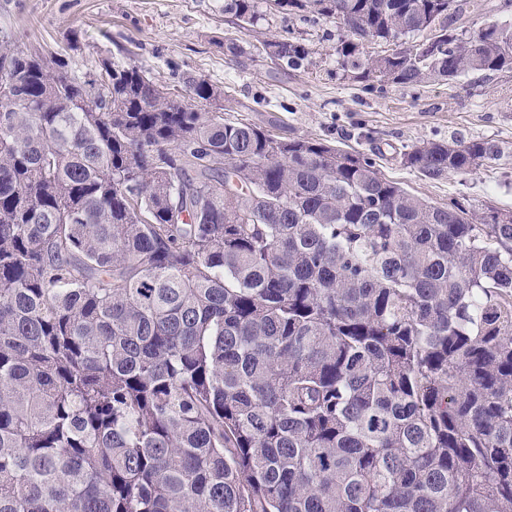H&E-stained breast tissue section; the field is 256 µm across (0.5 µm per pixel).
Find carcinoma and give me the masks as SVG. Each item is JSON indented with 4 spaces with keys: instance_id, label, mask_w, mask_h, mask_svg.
Returning a JSON list of instances; mask_svg holds the SVG:
<instances>
[{
    "instance_id": "obj_1",
    "label": "carcinoma",
    "mask_w": 512,
    "mask_h": 512,
    "mask_svg": "<svg viewBox=\"0 0 512 512\" xmlns=\"http://www.w3.org/2000/svg\"><path fill=\"white\" fill-rule=\"evenodd\" d=\"M273 2L335 20L370 91L512 72L511 23L454 27L471 0ZM188 88L0 35V512H512V213ZM399 156L435 180L504 151Z\"/></svg>"
}]
</instances>
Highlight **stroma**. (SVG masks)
I'll return each instance as SVG.
<instances>
[{"label": "stroma", "mask_w": 512, "mask_h": 512, "mask_svg": "<svg viewBox=\"0 0 512 512\" xmlns=\"http://www.w3.org/2000/svg\"><path fill=\"white\" fill-rule=\"evenodd\" d=\"M258 21L236 26L224 0H0V29L18 46L65 51L78 76L98 58L136 62L181 99L201 78L224 91L225 120L247 119L281 137L325 139L353 152L376 145L381 173L438 206L462 198L512 211V73L469 75L451 83L388 84L370 92L342 75L335 22L275 11L256 0ZM291 34L310 49L305 68L281 69L261 43ZM237 39V57L224 41ZM491 138L508 158L437 180L401 166L396 151L429 139Z\"/></svg>", "instance_id": "stroma-1"}]
</instances>
